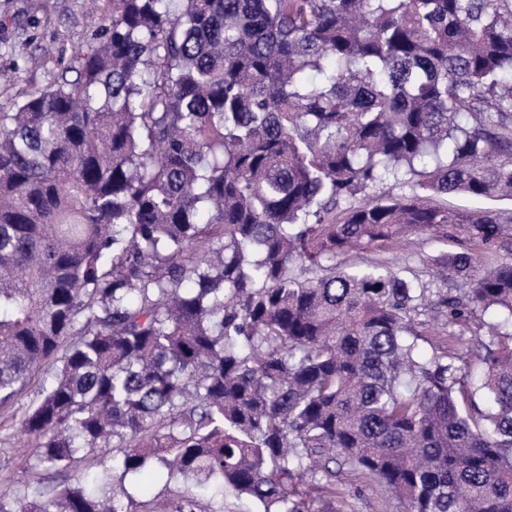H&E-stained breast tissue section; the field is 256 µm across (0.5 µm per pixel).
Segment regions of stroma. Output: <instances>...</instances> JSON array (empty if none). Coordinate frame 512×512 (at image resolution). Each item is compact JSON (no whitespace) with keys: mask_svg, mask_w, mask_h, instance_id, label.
I'll use <instances>...</instances> for the list:
<instances>
[{"mask_svg":"<svg viewBox=\"0 0 512 512\" xmlns=\"http://www.w3.org/2000/svg\"><path fill=\"white\" fill-rule=\"evenodd\" d=\"M89 0H0V71H10L11 85L0 90V112L11 111L22 92L45 88L62 73L60 59L93 43L98 28L89 18ZM473 250L467 225L456 226L450 236L410 234L396 242H378L363 253L342 255V264L367 261L394 269L412 268L431 290L458 293L463 279L441 280L435 272L441 264ZM19 449L0 447V492L13 497L32 496L36 487L48 483L45 474L22 469ZM334 499L306 486L312 512H401L402 506L377 480L346 469L337 470L333 480Z\"/></svg>","mask_w":512,"mask_h":512,"instance_id":"obj_1","label":"stroma"}]
</instances>
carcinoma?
<instances>
[{"label":"carcinoma","mask_w":512,"mask_h":512,"mask_svg":"<svg viewBox=\"0 0 512 512\" xmlns=\"http://www.w3.org/2000/svg\"><path fill=\"white\" fill-rule=\"evenodd\" d=\"M96 11L99 41L0 112V409L62 476L0 512H133L152 461L181 486L141 512H209L208 489L309 512L299 486L331 462L404 512H512V332L486 347L483 410L467 353L418 345L417 274L336 263L459 224L502 237L511 217L428 199L512 197V0ZM474 259L447 265L468 281L434 303L449 326L512 314V263L473 279ZM54 375V367L51 365L43 366L40 371H38L32 380L31 384L24 390V392L19 396L17 405H27L33 399L36 398L40 388L44 386H48L51 384Z\"/></svg>","instance_id":"cac0c4a2"}]
</instances>
